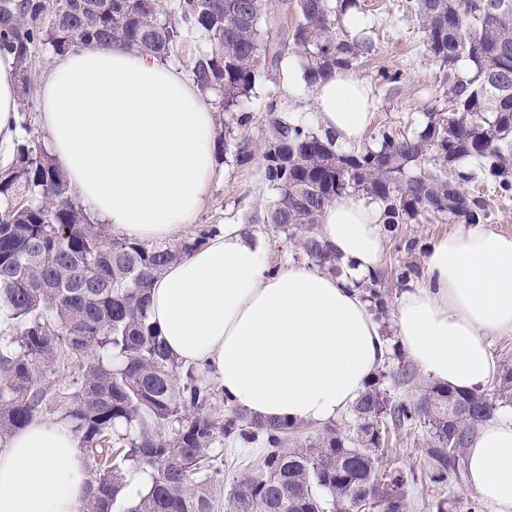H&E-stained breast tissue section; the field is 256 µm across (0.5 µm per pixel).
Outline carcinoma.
I'll return each instance as SVG.
<instances>
[{"instance_id": "cac0c4a2", "label": "carcinoma", "mask_w": 512, "mask_h": 512, "mask_svg": "<svg viewBox=\"0 0 512 512\" xmlns=\"http://www.w3.org/2000/svg\"><path fill=\"white\" fill-rule=\"evenodd\" d=\"M399 7L417 22L439 73L419 128L385 126L371 142L343 149L311 124L283 116L277 101L267 104L261 158L275 195L257 205L256 219L333 273L318 224L338 197L382 204L390 232L430 217L486 221V201L466 189L480 173L499 198H512V0H401ZM351 10L361 11L360 0H0V54L15 60L22 109L32 104L33 62L48 47L55 55L90 43L162 61L184 55L228 132L229 139L217 138L222 151L246 164L251 141L233 130L252 121L245 106L270 76L268 65L298 59L310 88L373 55L376 27L351 30ZM290 11L296 23L273 34L270 19ZM376 81L392 89L402 73L381 69ZM21 126L27 137L0 168V447L33 420L57 414L99 457L81 512H359L361 495L375 490V512H408L422 476L383 462L389 434L425 432L430 479L456 482L478 428L512 403V366L505 363L479 393L425 383L414 402L392 396L383 373L341 424L312 431L235 408L222 419L212 415L211 383L169 354L144 310L153 279L217 230L171 245L112 234L85 211L24 112ZM469 159L478 171L462 167ZM420 276L413 261L393 272L403 287ZM363 292L377 315L388 312L381 276ZM62 365L76 367L65 382L55 377ZM225 440L263 453L221 500L217 444ZM146 468L151 487L126 501L127 476Z\"/></svg>"}]
</instances>
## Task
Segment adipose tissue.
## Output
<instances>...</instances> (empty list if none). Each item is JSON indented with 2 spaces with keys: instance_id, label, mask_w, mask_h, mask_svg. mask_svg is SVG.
I'll list each match as a JSON object with an SVG mask.
<instances>
[{
  "instance_id": "obj_1",
  "label": "adipose tissue",
  "mask_w": 512,
  "mask_h": 512,
  "mask_svg": "<svg viewBox=\"0 0 512 512\" xmlns=\"http://www.w3.org/2000/svg\"><path fill=\"white\" fill-rule=\"evenodd\" d=\"M312 96L324 131L344 147L360 141L371 120L364 80L338 74ZM38 111L52 157L95 221L144 242L195 223L215 177V115L181 69L88 44L56 58ZM18 133L13 61L0 55L1 155ZM320 231L340 276L309 263L274 265L263 243L228 224L150 288L148 317L170 353L248 415L328 423L388 355L358 289L381 269V207L339 197ZM394 327L426 377L461 392L484 389L496 371L490 339L512 333V235L472 224L438 239L423 280L402 291ZM466 466L478 496L512 512V413L481 427ZM88 480L67 424L34 420L0 448V512H78Z\"/></svg>"
}]
</instances>
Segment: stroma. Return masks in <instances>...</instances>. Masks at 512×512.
<instances>
[{
	"instance_id": "1",
	"label": "stroma",
	"mask_w": 512,
	"mask_h": 512,
	"mask_svg": "<svg viewBox=\"0 0 512 512\" xmlns=\"http://www.w3.org/2000/svg\"><path fill=\"white\" fill-rule=\"evenodd\" d=\"M400 0H360L363 17L376 26L378 41L375 53L354 71L356 77L371 83V129L383 125L413 127L422 107L435 95L438 87L437 71L426 59L416 35L414 22L404 20L398 4ZM399 69L404 79L394 93L374 87L373 80L379 69ZM278 95L281 110L287 114L314 118V104L302 83L289 82L288 64L280 62L276 81H262L256 86L248 108L255 115V123L248 130L253 151H261L265 124V106L271 95ZM273 191L264 177L262 161L258 156L249 163L239 165L216 158V176L211 184L205 208L195 224L177 233V240L193 236L204 228L223 227L227 224H248L250 232L262 239L273 263L300 262L304 256L300 249L285 238L272 232L265 224H249L248 218L255 211L259 200L272 196ZM454 227L445 222L428 224H403L398 231L386 233L383 261L390 264L399 259L398 244L412 239L416 246L414 255L424 260L429 247L439 238L453 232ZM458 502L457 512H470L472 503H479V512H493L488 503L480 502L478 495L468 489L466 482L435 484L424 482L412 501L410 512H428L427 506L441 499Z\"/></svg>"
}]
</instances>
